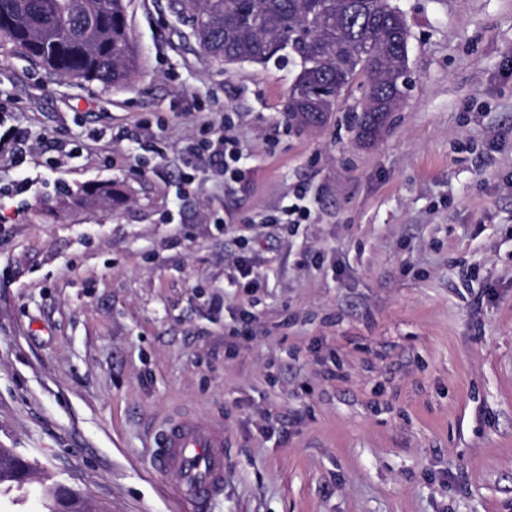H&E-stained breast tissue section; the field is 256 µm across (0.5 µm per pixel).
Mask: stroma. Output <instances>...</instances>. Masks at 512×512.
I'll use <instances>...</instances> for the list:
<instances>
[{"mask_svg": "<svg viewBox=\"0 0 512 512\" xmlns=\"http://www.w3.org/2000/svg\"><path fill=\"white\" fill-rule=\"evenodd\" d=\"M126 2L123 86L0 47V111L31 131L0 188L57 181L0 202V448L33 466L0 512H48L53 483L83 512H512V0H394L414 83L367 143L350 93L288 123V67L209 58L170 0ZM201 104L241 181L183 166ZM90 183L111 205L78 202ZM300 190L309 223H262ZM176 412L229 442L194 509L149 466Z\"/></svg>", "mask_w": 512, "mask_h": 512, "instance_id": "35a3bbf8", "label": "stroma"}]
</instances>
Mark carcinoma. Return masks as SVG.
Here are the masks:
<instances>
[{"label":"carcinoma","instance_id":"obj_1","mask_svg":"<svg viewBox=\"0 0 512 512\" xmlns=\"http://www.w3.org/2000/svg\"><path fill=\"white\" fill-rule=\"evenodd\" d=\"M385 0H174L201 52L228 65L288 63L292 80L284 104L288 122L324 124L336 102L322 103L317 89L357 87L371 104L354 111L360 140L384 128L404 100L409 53L400 44L408 29L386 11ZM308 25L310 41L285 33ZM0 42L10 43L56 75L106 88L124 85L136 71L138 48L124 0H0ZM85 200L112 201V184L84 190ZM31 466L0 448V484L25 483Z\"/></svg>","mask_w":512,"mask_h":512}]
</instances>
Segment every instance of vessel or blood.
<instances>
[{
  "instance_id": "obj_1",
  "label": "vessel or blood",
  "mask_w": 512,
  "mask_h": 512,
  "mask_svg": "<svg viewBox=\"0 0 512 512\" xmlns=\"http://www.w3.org/2000/svg\"><path fill=\"white\" fill-rule=\"evenodd\" d=\"M150 465L155 472L172 473L174 499L201 505L224 493V426L199 421L182 413L165 419L153 432Z\"/></svg>"
}]
</instances>
